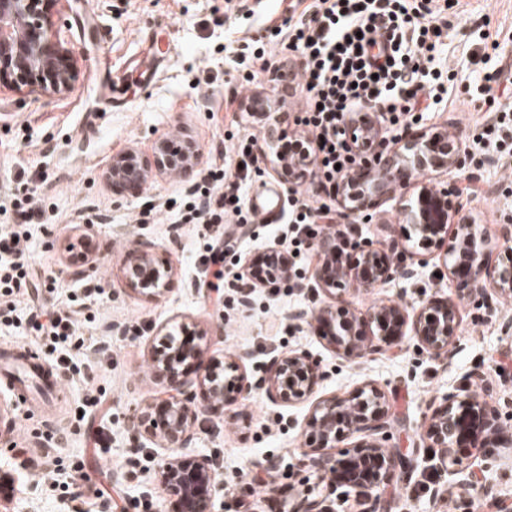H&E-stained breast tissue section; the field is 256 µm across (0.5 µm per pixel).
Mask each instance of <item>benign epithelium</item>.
I'll use <instances>...</instances> for the list:
<instances>
[{"label": "benign epithelium", "instance_id": "obj_1", "mask_svg": "<svg viewBox=\"0 0 512 512\" xmlns=\"http://www.w3.org/2000/svg\"><path fill=\"white\" fill-rule=\"evenodd\" d=\"M69 0H0V88L37 96L60 97L69 94L80 77L78 61L54 16L67 9ZM351 149L361 154L365 165L341 180L340 202L350 214L373 211L389 200L395 189L420 176L455 170L456 181L440 187L424 183L416 195L401 208L403 223L410 228L406 241L411 255L444 248V264L455 282V298L486 301L490 291L512 293V250L497 266L486 262L487 240L477 224L460 215L465 182L466 151L464 135H448L439 128L408 129L399 139L384 138L378 120L370 112L359 114L345 126ZM294 154L283 146L279 128H265V147L272 156L281 178L292 184L310 168L303 143L313 140L300 134L295 138ZM199 163L196 143L185 136L160 135L150 156L131 147L112 157L105 177L112 191H133L154 175L176 169L189 172ZM390 238L379 248L366 238L352 234V225L341 226L338 236H322L315 246L321 258L315 274L316 287L334 296L342 307L321 309L315 320L328 326L337 351L347 359L377 353L385 346L414 340L436 356H446L455 343L460 319L454 298L433 297L417 310L408 312L399 305H379L366 313L345 306L352 288L372 290L395 278L416 275L415 263H391L388 254L399 242L395 227L387 225ZM270 265L265 278L250 282L240 291V303H251L254 288L275 284L288 277V252L269 253ZM175 273L169 262H157L149 251H142L124 267L130 288L147 297H159ZM245 355L223 361L203 363L202 350L182 343L168 334L154 347L153 362L160 379L169 387V397L138 411L130 420L131 430L160 442L175 451L186 448L193 439L197 414L191 410L192 381L184 366L202 369L201 383L206 386L208 412L219 414L228 402L229 390L247 397L255 384L241 370ZM324 378L321 359L308 351L274 354L266 366L263 386L269 399L282 403L308 400ZM309 427L319 443L304 454L309 469L327 477L334 487H346L361 498L363 512H387L380 492L391 472L403 467L400 456L384 449L378 436L388 428L384 394L374 386H365L345 399L319 402L310 417ZM431 447L440 448L448 457L454 487L464 499L473 489V477L484 469L494 448H511L512 431L500 422L498 414L473 397L462 400L449 394L433 412L425 432ZM342 438L357 440L351 453L334 452ZM157 478L163 489L177 498L181 512H212L213 500L220 489L215 464L206 457L183 459L175 454L158 466ZM290 512H335L334 502L302 497L292 503Z\"/></svg>", "mask_w": 512, "mask_h": 512}]
</instances>
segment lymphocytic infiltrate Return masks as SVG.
I'll use <instances>...</instances> for the list:
<instances>
[{"label":"lymphocytic infiltrate","instance_id":"obj_1","mask_svg":"<svg viewBox=\"0 0 512 512\" xmlns=\"http://www.w3.org/2000/svg\"><path fill=\"white\" fill-rule=\"evenodd\" d=\"M434 0H311L283 26L272 28L270 40L288 39L281 67H300L302 125L316 138L314 171L309 188L294 190L288 199V221L296 230L295 245H308L315 223L324 231L338 229L329 207L315 203L320 194H334L362 158L348 147L342 126L354 112L377 113L388 135L400 137L413 124L428 119L448 101L449 86L432 68L442 31L427 24L437 12ZM235 174L209 172L184 204L187 224H222L235 216L252 224L254 211L242 200V189L262 153L256 141L235 147ZM23 225L0 226V294L14 295L35 274L25 252ZM28 324L55 353L56 370L69 367L70 349L83 346L72 307H28Z\"/></svg>","mask_w":512,"mask_h":512}]
</instances>
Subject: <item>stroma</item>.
Segmentation results:
<instances>
[{
    "label": "stroma",
    "instance_id": "1",
    "mask_svg": "<svg viewBox=\"0 0 512 512\" xmlns=\"http://www.w3.org/2000/svg\"><path fill=\"white\" fill-rule=\"evenodd\" d=\"M309 2L71 0L64 20L81 67L73 91L39 99L0 93V225L22 223L16 203L35 194L45 217L28 226L27 253L40 279L57 275L63 281L54 295L27 286L13 305L22 313L36 296L59 306L72 289L97 292L77 316L92 346L73 351L77 372L60 374L66 400L49 409L21 410L0 390V475L19 467L12 490H0V512H74L61 491L66 482L106 487L124 512H179L157 479L165 449L147 437L133 438L126 424L135 409L165 397L152 366L153 348L182 323L201 330L205 357L246 352L243 369L257 384L248 397L229 401L219 416L206 414L205 395L195 394L192 409L201 426L181 454L215 462L224 485L215 512H289L303 496L335 501L337 512H359L354 497L299 464L316 445L307 427L308 404L272 401L259 385L271 352L303 349L318 356L326 372L317 398H346L368 384L385 393L384 445L410 464L388 481L389 512H472L471 503H458L440 451L430 447L424 428L451 392L476 396L512 426V331L505 328L512 322V296L494 297L492 317L482 304L458 301V342L448 357L410 342L351 360L333 352L311 319L314 310L335 303L309 288L318 265L315 252L301 255L294 280L255 289L250 307L239 303L245 266L271 249H290V226L227 225L218 246L224 256L219 281L201 263L215 227L180 219L178 199L209 169L234 170L226 147L262 137L261 126L246 119L244 103L257 93L282 91L260 60L253 83L243 85L236 51L265 40L269 28ZM437 24L445 34L441 64L452 70L455 84L445 109L430 122L468 134L488 118L483 77L494 62L512 80V0H459L441 12ZM114 96L123 107L109 106ZM162 133L197 143V170L179 181L155 176L138 191L114 194L104 176L113 156L130 147L150 154ZM468 171L482 195L464 199L463 213L490 241L487 259L495 266L508 247L502 222L512 216V155L487 147ZM341 221L354 225L359 237L383 242L387 225L401 217L390 203L366 216L342 215ZM143 247L175 267L163 296L141 295L124 278L128 257ZM446 272L432 256L414 278L353 290L348 300L361 313L390 301L416 308L428 298L450 296ZM296 312L301 320H293ZM101 427L111 437L106 448L95 447L91 437ZM269 465L273 484L252 483L250 471ZM244 485L251 488L246 497L239 494ZM472 495L512 507V448L496 449Z\"/></svg>",
    "mask_w": 512,
    "mask_h": 512
}]
</instances>
